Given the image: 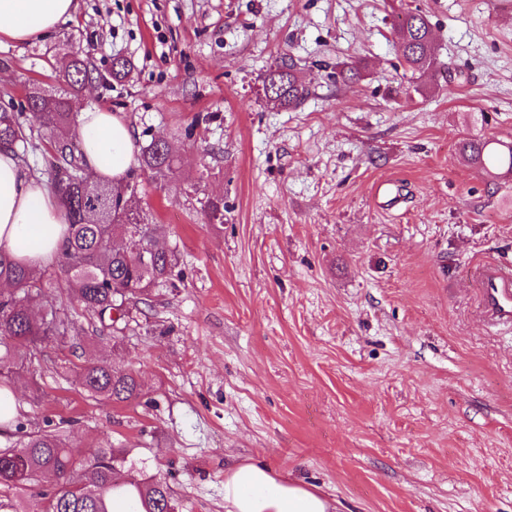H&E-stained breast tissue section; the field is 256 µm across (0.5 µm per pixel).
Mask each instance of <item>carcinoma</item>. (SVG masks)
Segmentation results:
<instances>
[{"instance_id":"obj_1","label":"carcinoma","mask_w":512,"mask_h":512,"mask_svg":"<svg viewBox=\"0 0 512 512\" xmlns=\"http://www.w3.org/2000/svg\"><path fill=\"white\" fill-rule=\"evenodd\" d=\"M402 58L413 73H425L436 64L432 29L420 12H402L394 23ZM93 69L82 51L72 53L65 88L58 93L35 89L29 93L33 118L23 113L0 116V149L13 151L27 162L37 137L50 141L45 163L51 188L69 220L66 244L59 265L66 288L58 304L38 317L34 303L39 295L41 272L0 254V389L14 370L39 356L52 338L60 345L78 348L83 330L71 320L67 307L76 303L95 314L107 327L129 317L130 310L150 288L173 276L178 258L172 250L158 249L157 225L144 217L135 197L143 180L161 181L180 164L170 144L151 141L141 147L137 166L123 182L93 176L85 168L82 141L77 131L79 92L92 81ZM263 92L275 103L296 108L310 89L297 76L293 62H281L263 80ZM463 159L491 174L505 168L512 172V146L502 150L493 142L468 139L460 143ZM209 222L224 223V200L200 202ZM80 382L91 397L102 403L127 402L139 394L137 376L102 360L89 358L80 368ZM126 452L103 448L91 459L79 452L60 430L28 432L17 445L0 449V486L21 495L32 485L47 483L44 512H112V498L126 499L130 512H177L165 482L154 476L122 477Z\"/></svg>"}]
</instances>
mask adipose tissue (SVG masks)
<instances>
[{
  "label": "adipose tissue",
  "mask_w": 512,
  "mask_h": 512,
  "mask_svg": "<svg viewBox=\"0 0 512 512\" xmlns=\"http://www.w3.org/2000/svg\"><path fill=\"white\" fill-rule=\"evenodd\" d=\"M75 0H0V39L27 42L70 20ZM78 133L90 172L121 180L136 161L130 126L112 112L81 111ZM68 218L57 196L29 174L11 151L0 150V253L39 269L55 262ZM226 512H334L322 496L264 466L242 463L224 475Z\"/></svg>",
  "instance_id": "1"
}]
</instances>
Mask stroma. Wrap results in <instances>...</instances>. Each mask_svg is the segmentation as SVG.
Here are the masks:
<instances>
[{
  "label": "stroma",
  "mask_w": 512,
  "mask_h": 512,
  "mask_svg": "<svg viewBox=\"0 0 512 512\" xmlns=\"http://www.w3.org/2000/svg\"><path fill=\"white\" fill-rule=\"evenodd\" d=\"M77 3L42 38L0 41V108L27 112L83 49L81 109L182 155L137 194L179 274L117 335L69 308L88 355L135 370L139 397L96 402L78 354L49 342L13 379L19 425L71 420L84 458L127 449L180 512H225L241 462L340 512H512V325L488 322L476 288L480 263L512 267V176L457 152L512 143V0ZM399 8L429 19L440 71L405 66ZM285 58L311 88L290 109L262 91ZM341 62L360 78L337 77ZM387 178L394 206L374 195Z\"/></svg>",
  "instance_id": "1"
}]
</instances>
